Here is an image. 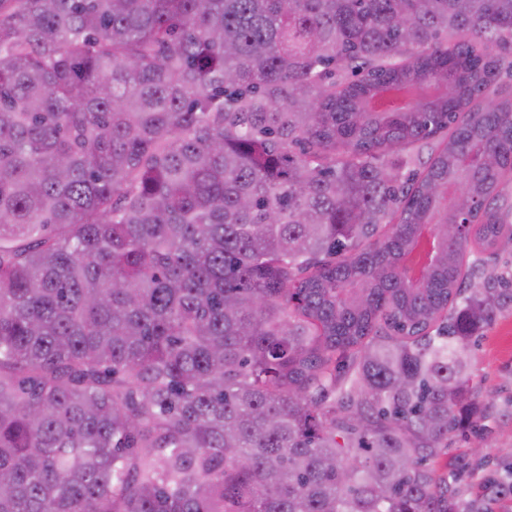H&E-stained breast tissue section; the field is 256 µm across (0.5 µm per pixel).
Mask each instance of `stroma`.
Masks as SVG:
<instances>
[{
	"label": "stroma",
	"mask_w": 512,
	"mask_h": 512,
	"mask_svg": "<svg viewBox=\"0 0 512 512\" xmlns=\"http://www.w3.org/2000/svg\"><path fill=\"white\" fill-rule=\"evenodd\" d=\"M474 417L486 442L480 455L453 439L448 467L460 499H473L497 471L512 463V309L500 311L471 344Z\"/></svg>",
	"instance_id": "stroma-1"
}]
</instances>
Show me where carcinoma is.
<instances>
[{"instance_id": "obj_1", "label": "carcinoma", "mask_w": 512, "mask_h": 512, "mask_svg": "<svg viewBox=\"0 0 512 512\" xmlns=\"http://www.w3.org/2000/svg\"><path fill=\"white\" fill-rule=\"evenodd\" d=\"M508 74L512 0H0V512H483ZM476 336L470 352L474 420L484 429L487 447L480 456L470 455L469 445L456 437L440 463L448 460V476L456 474L461 500L475 498L496 470L506 476L504 466L512 462V309L498 312ZM463 459L469 466L458 472L457 464Z\"/></svg>"}]
</instances>
